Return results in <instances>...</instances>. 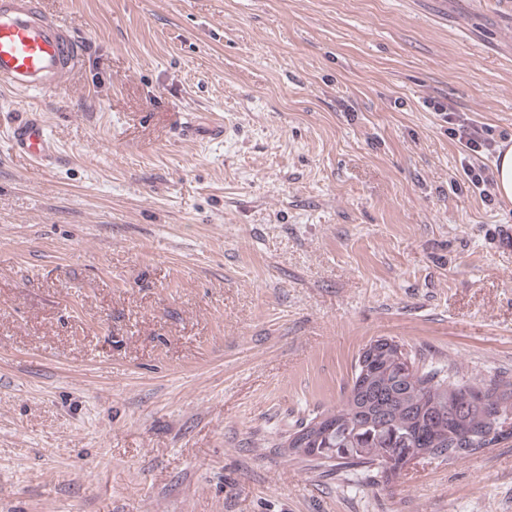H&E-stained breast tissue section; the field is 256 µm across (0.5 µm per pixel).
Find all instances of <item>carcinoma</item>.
<instances>
[{
    "instance_id": "1",
    "label": "carcinoma",
    "mask_w": 512,
    "mask_h": 512,
    "mask_svg": "<svg viewBox=\"0 0 512 512\" xmlns=\"http://www.w3.org/2000/svg\"><path fill=\"white\" fill-rule=\"evenodd\" d=\"M362 354L342 403L282 435L312 468L379 470L408 453L452 462L512 438L489 420L493 411L512 416L511 381L452 380L395 341L377 339Z\"/></svg>"
}]
</instances>
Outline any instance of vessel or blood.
Returning a JSON list of instances; mask_svg holds the SVG:
<instances>
[{
    "mask_svg": "<svg viewBox=\"0 0 512 512\" xmlns=\"http://www.w3.org/2000/svg\"><path fill=\"white\" fill-rule=\"evenodd\" d=\"M84 42L62 16L46 15L39 0H0V84L20 93L65 83L79 68ZM13 148L44 161L52 154L44 122L28 119L11 134Z\"/></svg>",
    "mask_w": 512,
    "mask_h": 512,
    "instance_id": "obj_1",
    "label": "vessel or blood"
}]
</instances>
